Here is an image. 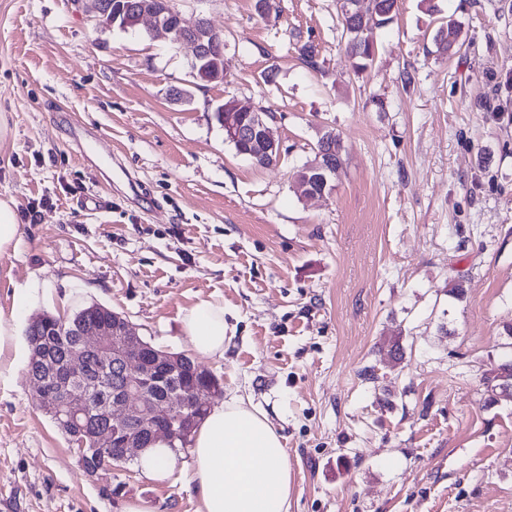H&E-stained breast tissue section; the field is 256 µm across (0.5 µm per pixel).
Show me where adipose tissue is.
<instances>
[{"instance_id": "1", "label": "adipose tissue", "mask_w": 512, "mask_h": 512, "mask_svg": "<svg viewBox=\"0 0 512 512\" xmlns=\"http://www.w3.org/2000/svg\"><path fill=\"white\" fill-rule=\"evenodd\" d=\"M33 290L18 286L10 311L0 310V383L12 382L19 363L18 316ZM181 328L196 353L220 360L229 342L224 306L202 299L184 311ZM187 488L200 512H288L293 477L282 437L267 414L233 396L198 424Z\"/></svg>"}]
</instances>
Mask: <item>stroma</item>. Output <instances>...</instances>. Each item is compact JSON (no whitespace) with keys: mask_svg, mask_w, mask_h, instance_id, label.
Returning a JSON list of instances; mask_svg holds the SVG:
<instances>
[{"mask_svg":"<svg viewBox=\"0 0 512 512\" xmlns=\"http://www.w3.org/2000/svg\"><path fill=\"white\" fill-rule=\"evenodd\" d=\"M169 5L223 33V82L194 84L191 47L101 27L87 0H0V197L24 215L0 308L32 282L21 324L99 303L189 355L181 315L219 300L233 339L201 364L282 435L289 512H512V398L483 383L512 324V0H397L361 72L336 0ZM227 97L269 112L277 164L225 140ZM326 126L344 164L304 197ZM178 459L162 481L134 462L88 476L27 366L0 385V512H199Z\"/></svg>","mask_w":512,"mask_h":512,"instance_id":"stroma-1","label":"stroma"}]
</instances>
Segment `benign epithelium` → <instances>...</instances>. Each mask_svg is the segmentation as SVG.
<instances>
[{
    "label": "benign epithelium",
    "mask_w": 512,
    "mask_h": 512,
    "mask_svg": "<svg viewBox=\"0 0 512 512\" xmlns=\"http://www.w3.org/2000/svg\"><path fill=\"white\" fill-rule=\"evenodd\" d=\"M172 10L167 0H138L134 11H127L123 0L112 2V12L95 11L99 24L117 27L120 24L136 27L143 21L150 23L151 31L165 35L173 44L186 43L193 48V60L202 56L214 60L219 69V79H224V37L211 28L206 19L198 17L188 21L178 17V26L168 23ZM220 107L225 140L235 145L242 155L243 144L257 145L269 157L281 154L280 146L274 139L267 118L269 113L244 105L235 98L224 100ZM319 181L316 188L310 181H297L301 194L307 197L321 196L326 192L325 169H318ZM30 365L39 372H30L29 377L36 385V400L40 407L52 410L64 423L78 425L86 418L90 409L105 416L108 423L87 434L91 447L106 451L112 443L120 441L122 455L127 460L139 457L157 439L163 437L171 442L188 432V423L181 419L174 421L176 408L188 409L206 406L205 397L214 388L194 387L182 390L167 400H155L148 404L139 402L144 385L151 383L155 372L167 369L171 373L179 370L181 358L166 350H156L146 344L128 320L113 315L112 321L102 323L88 321L83 326L79 341L70 349L65 361L51 358L48 350L39 343H32ZM112 356L123 367L127 375V387L117 395L90 406L89 390L81 378L82 368L91 357ZM58 378V386L50 388L45 377Z\"/></svg>",
    "instance_id": "7a95c632"
}]
</instances>
